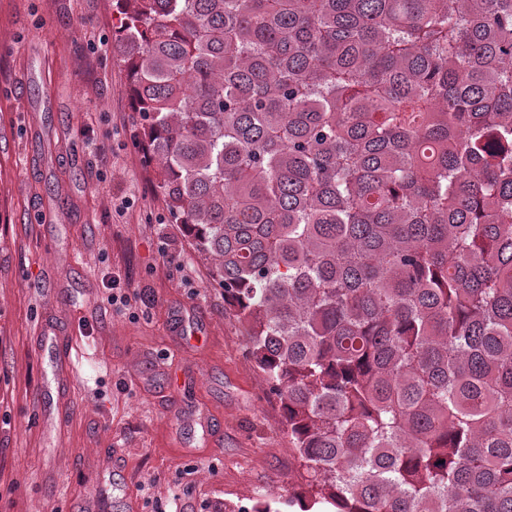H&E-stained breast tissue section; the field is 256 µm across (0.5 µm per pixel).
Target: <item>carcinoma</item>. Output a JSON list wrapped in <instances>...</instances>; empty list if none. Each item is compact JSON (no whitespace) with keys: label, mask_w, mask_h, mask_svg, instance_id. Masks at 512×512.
<instances>
[{"label":"carcinoma","mask_w":512,"mask_h":512,"mask_svg":"<svg viewBox=\"0 0 512 512\" xmlns=\"http://www.w3.org/2000/svg\"><path fill=\"white\" fill-rule=\"evenodd\" d=\"M145 163L213 260L288 512H512V0H117Z\"/></svg>","instance_id":"1"}]
</instances>
